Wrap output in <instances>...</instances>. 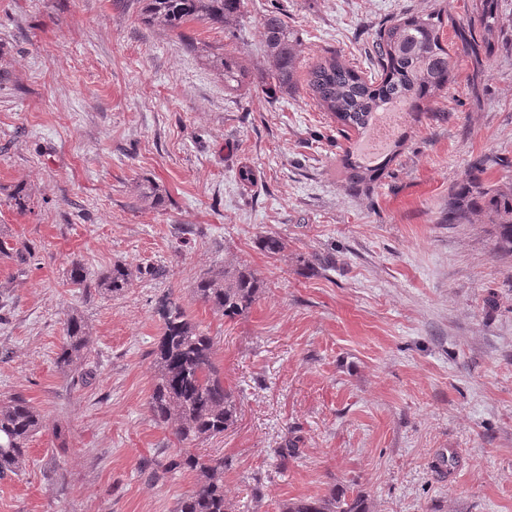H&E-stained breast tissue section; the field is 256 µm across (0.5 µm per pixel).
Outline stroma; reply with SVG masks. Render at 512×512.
Masks as SVG:
<instances>
[{
    "label": "stroma",
    "instance_id": "35a3bbf8",
    "mask_svg": "<svg viewBox=\"0 0 512 512\" xmlns=\"http://www.w3.org/2000/svg\"><path fill=\"white\" fill-rule=\"evenodd\" d=\"M276 6L295 90L225 89L186 44L268 66L261 22ZM434 6L245 0L230 31L194 22L182 40L144 25L137 0H0V239L30 250L0 255V399L26 398L46 424L26 470L0 480V512H175L195 475L145 472L180 451L148 405L169 292L214 337L239 400L236 425L197 447L223 455L234 512L335 487L374 512H512V258L495 253L494 225L441 221L473 158H505L488 177L512 183V0H499L489 55L459 57L369 192L348 190L349 143L306 93L326 53L370 73L380 25ZM147 181L165 207L138 201ZM265 234L285 251L266 255ZM314 256L328 267H304ZM75 260L94 278L117 263L135 277L118 296L82 288ZM243 264L263 281L247 315L193 300L200 275ZM73 316L90 346L65 372ZM289 438L298 451L284 458Z\"/></svg>",
    "mask_w": 512,
    "mask_h": 512
}]
</instances>
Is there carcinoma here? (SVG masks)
I'll return each mask as SVG.
<instances>
[{"mask_svg":"<svg viewBox=\"0 0 512 512\" xmlns=\"http://www.w3.org/2000/svg\"><path fill=\"white\" fill-rule=\"evenodd\" d=\"M142 22L183 36L190 22L226 29L242 15L244 0H139ZM498 0H475L473 24L479 26L481 41L490 47V36L497 18ZM447 6L437 3L428 13L404 14L383 24L372 45L373 73L365 79L334 52L313 66L306 79L307 93L336 122L343 138L373 130L378 116L394 101L408 104L403 117L416 122L428 115L436 99L448 92L454 80L457 57L476 50V39L461 38L451 50L442 41ZM262 27L271 67L251 72L240 57L201 46L202 55L224 78V86L237 89L250 78L274 96L295 86L296 49L284 14L275 9L264 15ZM403 135L392 140L385 155L367 162L351 149L344 155L347 180L353 190L371 188L383 175L402 146ZM504 164L499 157L474 161L462 180L448 194V224H496L497 253L512 256V184L492 183L486 171ZM262 251L276 256L286 243L275 234L260 238ZM133 272L115 264L112 270L90 282L88 272L72 262V284L95 287L114 296L131 285ZM262 281L246 265L231 270H213L197 278L193 287L196 301L227 319L241 316L252 308ZM158 313L163 334L154 350L157 376L149 407L156 422L171 428L184 445L166 462L151 470L159 473L189 472L196 482L176 512H232L224 497V458L204 457L190 448L224 435L238 420L239 405L234 392L224 387V378L215 362V341L188 318L180 298L172 293L160 301ZM90 337L83 322L71 318L57 361L71 368L88 349ZM44 427L36 409L21 396L0 400V479L17 476L28 461L27 442ZM284 512H370L365 495L331 492L320 499L290 502Z\"/></svg>","mask_w":512,"mask_h":512,"instance_id":"carcinoma-1","label":"carcinoma"}]
</instances>
